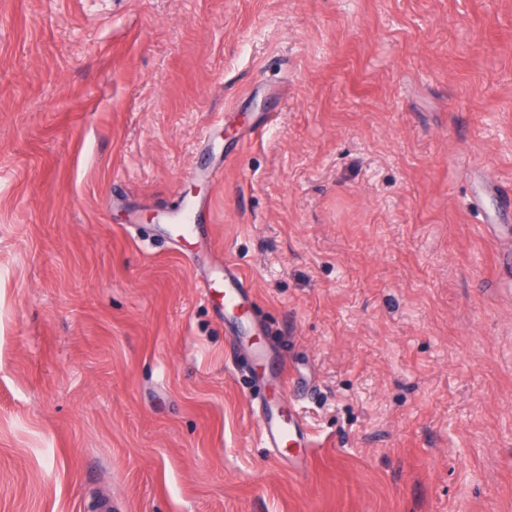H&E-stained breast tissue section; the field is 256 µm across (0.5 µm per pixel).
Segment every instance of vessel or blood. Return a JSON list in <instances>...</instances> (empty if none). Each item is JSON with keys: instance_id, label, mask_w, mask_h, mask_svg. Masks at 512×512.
I'll use <instances>...</instances> for the list:
<instances>
[{"instance_id": "vessel-or-blood-1", "label": "vessel or blood", "mask_w": 512, "mask_h": 512, "mask_svg": "<svg viewBox=\"0 0 512 512\" xmlns=\"http://www.w3.org/2000/svg\"><path fill=\"white\" fill-rule=\"evenodd\" d=\"M208 214L205 200H198L189 211L172 212L165 228L170 244L178 250L186 244L200 242L202 225ZM201 295L212 299L221 293L225 318L234 323L237 340L253 335V322L249 317L254 308V298L235 264L211 268L201 273L197 282ZM258 435L264 447L269 448L274 459L288 461L297 470H304L314 440L302 418L285 415L279 400L261 396L257 406Z\"/></svg>"}]
</instances>
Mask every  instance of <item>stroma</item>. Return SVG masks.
Instances as JSON below:
<instances>
[{
    "mask_svg": "<svg viewBox=\"0 0 512 512\" xmlns=\"http://www.w3.org/2000/svg\"><path fill=\"white\" fill-rule=\"evenodd\" d=\"M489 182L512 0H0V512H512ZM198 193L192 261L153 227ZM227 261L300 379L304 472L195 286ZM257 426L260 441L276 460H288L296 470L304 471L313 437L304 420L295 414L285 415L281 402L262 395L257 402Z\"/></svg>",
    "mask_w": 512,
    "mask_h": 512,
    "instance_id": "35a3bbf8",
    "label": "stroma"
}]
</instances>
